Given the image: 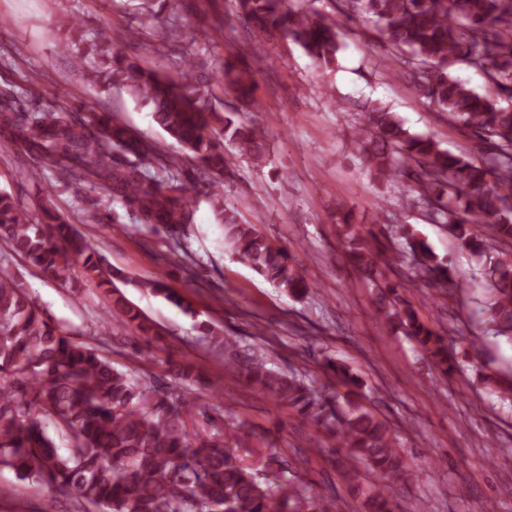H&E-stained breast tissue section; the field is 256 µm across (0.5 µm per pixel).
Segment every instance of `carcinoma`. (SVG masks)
<instances>
[{
    "label": "carcinoma",
    "mask_w": 512,
    "mask_h": 512,
    "mask_svg": "<svg viewBox=\"0 0 512 512\" xmlns=\"http://www.w3.org/2000/svg\"><path fill=\"white\" fill-rule=\"evenodd\" d=\"M337 13L323 15L292 0H233V17L252 29L280 33L325 69L336 67L343 46L340 17L373 18L376 39L392 48L387 71L409 78L462 131L493 143L478 159L450 154L434 138L410 132L379 103L365 112L354 136L357 157L372 178L397 186L434 222L448 226L461 247L486 259L484 321L495 335L512 340V257L494 248L497 242L512 243V0H337ZM63 50L99 86L120 87L148 107L155 125L199 164L207 179L205 194L233 254L289 295L299 299L309 293L311 284L288 248L239 220L215 190L231 171L224 141L241 157L260 161L263 128L239 120L234 103L224 100L218 109L214 83L177 48L169 50L167 71L143 66L109 34L86 53L68 44ZM458 61L483 72L486 93L448 73ZM219 83L237 98L255 99L249 73L227 62ZM0 130L4 148L49 167L57 181L105 189L137 223L188 235L199 186L181 178L175 157L107 112L91 105L74 116L39 107L18 112L4 103ZM337 212L348 263L375 288L376 314L448 373L453 350L419 316L405 286L385 273L382 258L391 246L401 262L412 263L415 272L445 289L456 284L451 264L440 260L411 224L363 234L343 206ZM0 241L57 282H73L80 266L83 278L103 289L112 321L158 335L114 285L93 244L51 208L41 207V218L33 219L1 190ZM141 287L184 306L183 297L160 281ZM166 365L174 380H194L189 364L168 360ZM327 368L348 392L361 388V378L349 368L331 360ZM232 369L248 386L316 422L336 439V447L348 449L378 475L383 489L365 495L364 512H392L391 489L406 481L410 467L387 420L347 397L339 401L337 392L318 395L297 375L270 370L258 359L235 361ZM484 382L501 398H512V383L492 374ZM44 417L67 430V453L47 435ZM3 469L31 486L70 496L74 512L84 505L96 512H303L299 494L286 486L272 494L231 446L191 436L182 406L166 402L156 388L138 384L94 347L73 339L0 266Z\"/></svg>",
    "instance_id": "1"
}]
</instances>
